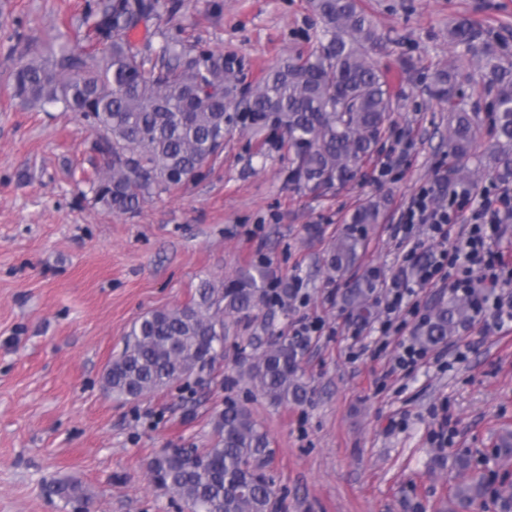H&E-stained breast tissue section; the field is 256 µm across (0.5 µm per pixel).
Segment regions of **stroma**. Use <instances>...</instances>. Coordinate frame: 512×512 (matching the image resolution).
Returning a JSON list of instances; mask_svg holds the SVG:
<instances>
[{
  "label": "stroma",
  "instance_id": "35a3bbf8",
  "mask_svg": "<svg viewBox=\"0 0 512 512\" xmlns=\"http://www.w3.org/2000/svg\"><path fill=\"white\" fill-rule=\"evenodd\" d=\"M85 3L0 0V512H70L46 485L71 477L91 512H174L149 463L163 448L207 447L229 399L268 435L266 470L282 512H443L460 479L434 466L443 454L512 472V460L494 457L500 434L512 431V324L474 317L452 336L464 359L430 358L390 376L381 312L351 337L343 282L323 262L353 211L382 196L357 273L376 274L379 295L410 276L394 227L408 199L448 166V105L429 90L433 70L455 67L457 95L481 130L474 153L484 157L493 97L481 61L456 67L462 49L448 31L461 22L484 31L512 67V0H359L380 35L370 55L396 109L373 160L346 185L296 189L285 140L234 128L202 178L124 214L93 202L95 135L81 114L22 107L6 89L30 57L89 49ZM153 25L237 57L248 83L307 56L321 29L309 0H182ZM388 156L395 164L379 176ZM258 264L273 281L298 285L287 309L225 317L223 360L187 385L131 401L105 394V368L134 321L189 303L202 279ZM303 318L322 323L302 357L313 393L301 405H271L237 372L266 326L289 334ZM445 418L457 435L442 451L430 435Z\"/></svg>",
  "mask_w": 512,
  "mask_h": 512
}]
</instances>
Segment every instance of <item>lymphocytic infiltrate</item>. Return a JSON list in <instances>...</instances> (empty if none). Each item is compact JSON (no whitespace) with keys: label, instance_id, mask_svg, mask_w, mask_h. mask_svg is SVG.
<instances>
[{"label":"lymphocytic infiltrate","instance_id":"obj_1","mask_svg":"<svg viewBox=\"0 0 512 512\" xmlns=\"http://www.w3.org/2000/svg\"><path fill=\"white\" fill-rule=\"evenodd\" d=\"M466 206L471 209L467 230L461 238H452L450 227ZM509 222H512V189L494 181L485 186L476 205L465 193L448 205L437 204L430 187L421 188L411 196L403 208L398 229L408 246L405 258L415 263V274L410 282L394 279L387 284L383 298V335L403 333L419 313V294L429 288H446L468 297L476 310H492L498 323H511L512 297H502L497 290L512 284V264L493 249ZM418 225L440 244L433 257L421 262L410 248L413 229ZM478 280L485 284L486 294L475 292L474 283Z\"/></svg>","mask_w":512,"mask_h":512}]
</instances>
